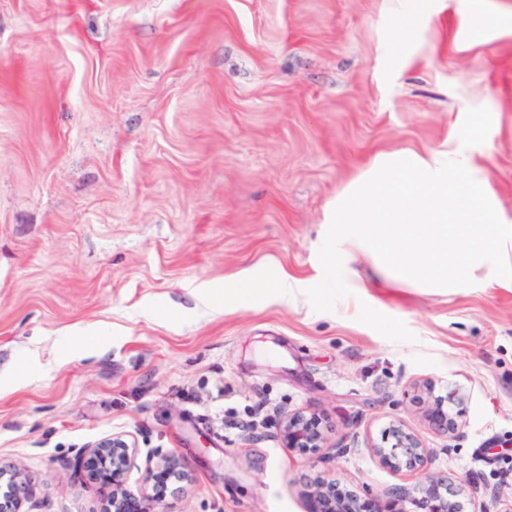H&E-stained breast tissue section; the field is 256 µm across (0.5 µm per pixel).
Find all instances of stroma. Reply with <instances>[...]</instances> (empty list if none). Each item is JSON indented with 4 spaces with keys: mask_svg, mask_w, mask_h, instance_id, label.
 <instances>
[{
    "mask_svg": "<svg viewBox=\"0 0 512 512\" xmlns=\"http://www.w3.org/2000/svg\"><path fill=\"white\" fill-rule=\"evenodd\" d=\"M502 0H0V467L21 512H102L76 455L123 435L174 451L175 512H312L316 481L384 496L402 422L464 512H512V288L390 284L314 311L198 287L287 273L310 288L336 194L384 151H464L512 220V36ZM103 356L66 357L83 328ZM453 397L432 428L416 383ZM334 427L284 447L281 413ZM345 447L336 457V447ZM28 484L25 478H22L18 473L13 474L9 490L5 495V500H0L1 512H20L23 498L27 494Z\"/></svg>",
    "mask_w": 512,
    "mask_h": 512,
    "instance_id": "stroma-1",
    "label": "stroma"
}]
</instances>
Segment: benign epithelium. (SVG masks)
I'll return each mask as SVG.
<instances>
[{"instance_id": "obj_1", "label": "benign epithelium", "mask_w": 512, "mask_h": 512, "mask_svg": "<svg viewBox=\"0 0 512 512\" xmlns=\"http://www.w3.org/2000/svg\"><path fill=\"white\" fill-rule=\"evenodd\" d=\"M417 402L426 405L428 422L446 434L455 433L459 425L444 409V401H428L430 384L418 387ZM331 425L318 413L296 411L286 414L279 422V437L285 447L312 453L324 447ZM392 439L389 446H375L380 462L396 473H419L420 482L409 492L399 488L386 498L361 493L337 483H318L313 493V512H462L454 499L448 480L428 472L432 458L419 438L397 421L385 432ZM137 451L135 442L122 435L103 439L84 450L74 462V471L93 483L105 494L108 512H171L168 498L184 491L190 474L174 453L158 456L145 469L143 487L137 493L126 488V476ZM27 481L14 474L5 500H0V512H20L27 494Z\"/></svg>"}]
</instances>
